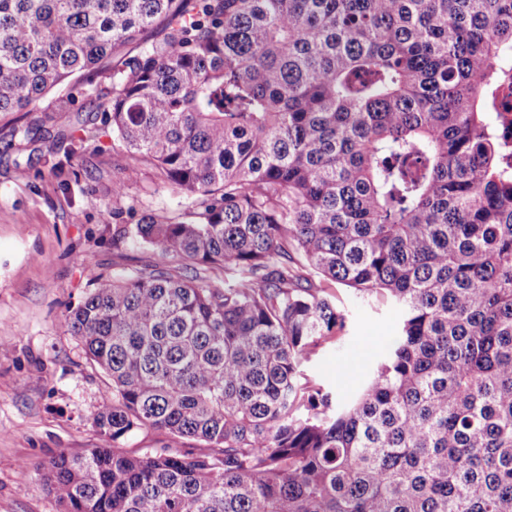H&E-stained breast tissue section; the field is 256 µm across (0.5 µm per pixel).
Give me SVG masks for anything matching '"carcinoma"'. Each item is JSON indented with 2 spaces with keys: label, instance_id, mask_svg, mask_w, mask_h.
I'll list each match as a JSON object with an SVG mask.
<instances>
[{
  "label": "carcinoma",
  "instance_id": "obj_1",
  "mask_svg": "<svg viewBox=\"0 0 512 512\" xmlns=\"http://www.w3.org/2000/svg\"><path fill=\"white\" fill-rule=\"evenodd\" d=\"M506 58L512 0H0V114L105 71L187 201L112 243L194 274L66 311L112 397L45 469L63 512H512ZM319 280L401 310L356 389L308 373L353 341ZM145 430L190 446L122 448Z\"/></svg>",
  "mask_w": 512,
  "mask_h": 512
}]
</instances>
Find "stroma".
<instances>
[{"label": "stroma", "instance_id": "35a3bbf8", "mask_svg": "<svg viewBox=\"0 0 512 512\" xmlns=\"http://www.w3.org/2000/svg\"><path fill=\"white\" fill-rule=\"evenodd\" d=\"M108 78L66 86L80 112H60L55 95L37 101L26 120L34 136L14 138V116L0 117V512H62L41 473L59 453L98 447L93 424L111 396L110 381L87 358L64 315L91 282L155 267H176L153 248L112 244V213L176 218L183 199L160 170L141 162L124 196L112 184L132 157L93 103L111 92ZM349 304L360 355L382 351L400 313L392 304Z\"/></svg>", "mask_w": 512, "mask_h": 512}]
</instances>
